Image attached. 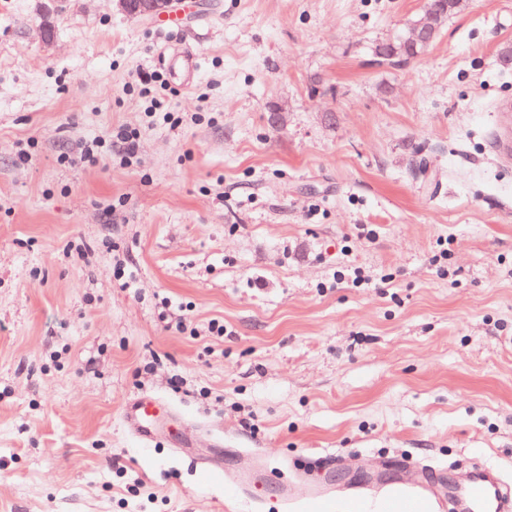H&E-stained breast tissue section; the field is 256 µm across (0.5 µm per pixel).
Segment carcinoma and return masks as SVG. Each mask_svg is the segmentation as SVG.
I'll return each instance as SVG.
<instances>
[{"label":"carcinoma","instance_id":"1","mask_svg":"<svg viewBox=\"0 0 512 512\" xmlns=\"http://www.w3.org/2000/svg\"><path fill=\"white\" fill-rule=\"evenodd\" d=\"M457 0H427L422 15L415 20L411 33L401 34L394 39L378 44L375 48L376 61L380 64L399 66L417 58L426 46L412 41V32L426 30L437 37L444 21L456 10Z\"/></svg>","mask_w":512,"mask_h":512}]
</instances>
